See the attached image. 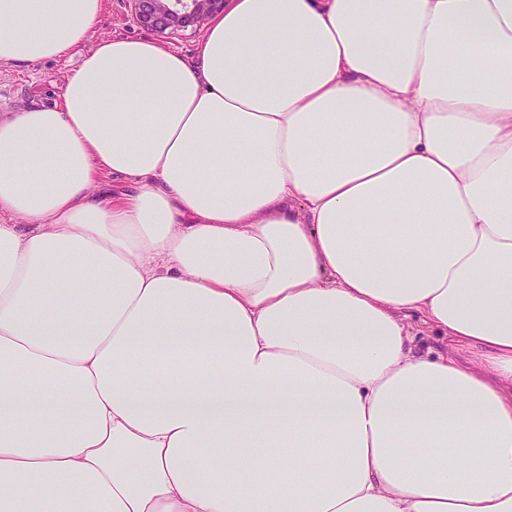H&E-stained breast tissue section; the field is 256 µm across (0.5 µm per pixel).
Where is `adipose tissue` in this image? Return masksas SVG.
I'll list each match as a JSON object with an SVG mask.
<instances>
[{
  "label": "adipose tissue",
  "mask_w": 512,
  "mask_h": 512,
  "mask_svg": "<svg viewBox=\"0 0 512 512\" xmlns=\"http://www.w3.org/2000/svg\"><path fill=\"white\" fill-rule=\"evenodd\" d=\"M101 10L0 0V512H512V0ZM224 1L103 0L100 19L92 38L99 40L107 37H146L192 60L208 21L223 14ZM122 3L137 27L129 21ZM189 28L192 33L200 35L192 37L188 35L189 31L184 36L175 35ZM83 49L37 64H0V115L58 104L68 78L79 67ZM136 187V184L126 177L104 176L92 186L91 192L96 196L107 194L108 197L111 198L112 195L120 196L125 193L133 192ZM414 337V347L422 354L445 352L448 346V338L434 328H429L422 322L421 316L413 315L410 321Z\"/></svg>",
  "instance_id": "adipose-tissue-1"
}]
</instances>
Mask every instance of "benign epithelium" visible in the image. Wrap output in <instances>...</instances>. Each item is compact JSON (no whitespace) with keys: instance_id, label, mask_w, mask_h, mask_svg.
Returning <instances> with one entry per match:
<instances>
[{"instance_id":"7a95c632","label":"benign epithelium","mask_w":512,"mask_h":512,"mask_svg":"<svg viewBox=\"0 0 512 512\" xmlns=\"http://www.w3.org/2000/svg\"><path fill=\"white\" fill-rule=\"evenodd\" d=\"M140 29L167 39L179 32L204 31L208 21L224 13V0H121Z\"/></svg>"}]
</instances>
